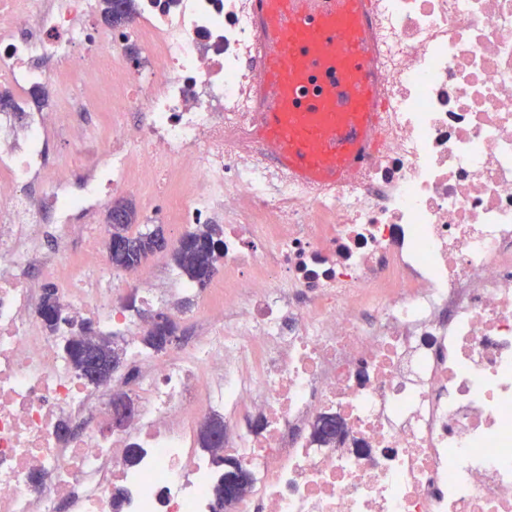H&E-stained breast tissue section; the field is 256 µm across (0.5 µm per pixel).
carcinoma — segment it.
Wrapping results in <instances>:
<instances>
[{
  "instance_id": "cac0c4a2",
  "label": "carcinoma",
  "mask_w": 512,
  "mask_h": 512,
  "mask_svg": "<svg viewBox=\"0 0 512 512\" xmlns=\"http://www.w3.org/2000/svg\"><path fill=\"white\" fill-rule=\"evenodd\" d=\"M124 5L122 11H113L108 0H103L104 19L114 25L126 23L133 14L135 0H121ZM130 218L127 223L112 228V236L119 238L123 245L113 247L107 243V253L112 268L116 270H129L136 263L146 260L154 252L165 248L166 238L164 229L158 225L148 232L130 233L135 224L136 212L129 207ZM221 234L223 231L217 224H202L195 230L181 238V244L174 247L173 259L177 266L186 274L188 279L200 286H206L217 272V263L221 255ZM40 308L44 311L43 325L51 332L62 323L69 322L65 307L61 303L54 288L44 289ZM67 355L77 371H82L86 365L93 367L98 380L104 383L112 378L116 368L124 364L126 358L124 348L103 335H96L93 343H87L83 337L72 339L65 346ZM224 432V421L213 417L205 421L200 429L199 443L202 448H212L213 436ZM215 462L222 467V473L213 485L212 497L215 501V512H224V503L228 502L225 493L229 485L238 478L235 470L236 463L217 456Z\"/></svg>"
}]
</instances>
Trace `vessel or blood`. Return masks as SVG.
Returning <instances> with one entry per match:
<instances>
[{
    "mask_svg": "<svg viewBox=\"0 0 512 512\" xmlns=\"http://www.w3.org/2000/svg\"><path fill=\"white\" fill-rule=\"evenodd\" d=\"M267 47L253 93L269 153L321 188L356 172L375 145L386 88L369 18L374 0H252Z\"/></svg>",
    "mask_w": 512,
    "mask_h": 512,
    "instance_id": "b4317fda",
    "label": "vessel or blood"
}]
</instances>
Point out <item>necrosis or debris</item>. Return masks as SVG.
Here are the masks:
<instances>
[{
	"mask_svg": "<svg viewBox=\"0 0 512 512\" xmlns=\"http://www.w3.org/2000/svg\"><path fill=\"white\" fill-rule=\"evenodd\" d=\"M101 13L0 0V512H112L118 491L124 512H213V415L251 477L224 512H512V0H376L379 138L325 190L256 135L251 0H138L119 28ZM46 85L61 105L28 110ZM114 188L224 227L223 287L125 274L148 307L206 299L166 354L112 297L105 227L73 236ZM78 257L103 287L77 286ZM46 279L72 314L53 332L34 315ZM88 318L135 379L74 370L63 346ZM118 392L137 407L121 430ZM327 415L342 432L320 442Z\"/></svg>",
	"mask_w": 512,
	"mask_h": 512,
	"instance_id": "obj_1",
	"label": "necrosis or debris"
}]
</instances>
